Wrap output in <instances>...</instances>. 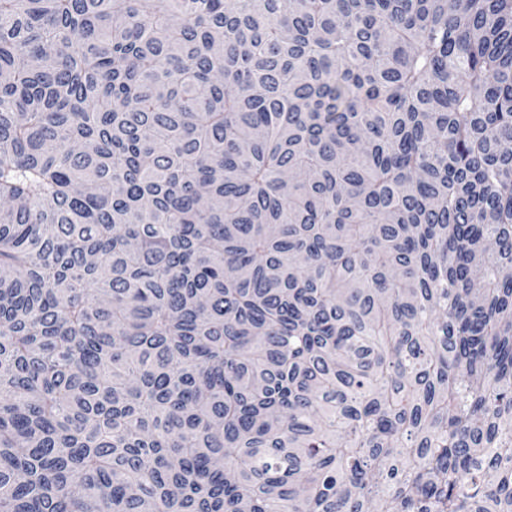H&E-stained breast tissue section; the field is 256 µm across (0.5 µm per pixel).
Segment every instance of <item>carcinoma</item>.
Listing matches in <instances>:
<instances>
[{
    "label": "carcinoma",
    "instance_id": "obj_1",
    "mask_svg": "<svg viewBox=\"0 0 512 512\" xmlns=\"http://www.w3.org/2000/svg\"><path fill=\"white\" fill-rule=\"evenodd\" d=\"M512 512V0H0V512Z\"/></svg>",
    "mask_w": 512,
    "mask_h": 512
}]
</instances>
